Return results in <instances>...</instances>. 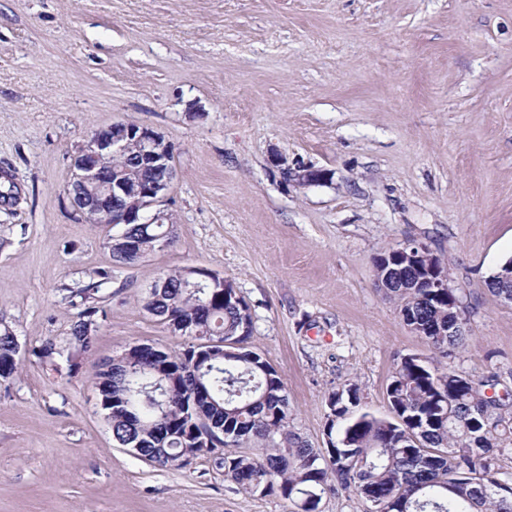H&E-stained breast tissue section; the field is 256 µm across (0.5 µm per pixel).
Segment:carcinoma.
Here are the masks:
<instances>
[{
  "mask_svg": "<svg viewBox=\"0 0 512 512\" xmlns=\"http://www.w3.org/2000/svg\"><path fill=\"white\" fill-rule=\"evenodd\" d=\"M170 217L161 224H127L123 234L132 251H112L124 265L138 262L172 240ZM193 270L185 266L162 274L142 300L143 309L168 326H187L193 339L182 350L159 351L147 361L131 347L120 361L100 362L97 400L108 415L113 439L125 447L140 441L136 453L160 467L185 468L198 458V435L188 428L191 410L199 407L217 427H224V477L244 489L278 495L301 512H314L302 496L351 489L373 498L384 512H512V483L497 465L498 440L512 435V404L494 400L485 388L495 376L476 382L447 363L466 345L467 328L450 334L448 320L466 311L458 295L416 285L420 272L393 266L394 284L386 294L396 300L408 325L424 335L436 356L402 358L386 387L391 417L359 412V388L343 385L329 394L336 420L326 424L329 454L311 447L289 429L288 394L277 372L248 349L253 319L248 304L216 277L194 288ZM109 279L106 272L77 290L84 309L71 327L69 372L76 357L95 350L101 312L96 294ZM490 292L512 302V270L507 264L488 281ZM215 336L224 347L195 344ZM17 337L0 319L1 377L18 370ZM277 438V447L269 444ZM257 454L244 452L251 443Z\"/></svg>",
  "mask_w": 512,
  "mask_h": 512,
  "instance_id": "cac0c4a2",
  "label": "carcinoma"
}]
</instances>
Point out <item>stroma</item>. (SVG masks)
<instances>
[{"label": "stroma", "instance_id": "35a3bbf8", "mask_svg": "<svg viewBox=\"0 0 512 512\" xmlns=\"http://www.w3.org/2000/svg\"><path fill=\"white\" fill-rule=\"evenodd\" d=\"M115 122L172 148L170 246L115 262L116 227L76 214L71 157ZM327 170L300 187L271 165ZM0 315L21 364L0 380V512H299L212 458L162 468L116 445L96 405L103 359L183 349L142 308L158 276L203 266L250 307L251 350L281 375L290 427L325 445L330 392L389 414L407 355L432 356L376 285L375 256L427 241L468 308L460 374L512 392V0H0ZM110 273L93 355L65 358L71 293ZM512 260L505 262L495 273H493L488 281L489 290L495 296L505 301L512 302V279L511 269L507 267Z\"/></svg>", "mask_w": 512, "mask_h": 512}]
</instances>
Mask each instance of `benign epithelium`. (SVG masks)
I'll list each match as a JSON object with an SVG mask.
<instances>
[{"label":"benign epithelium","instance_id":"obj_1","mask_svg":"<svg viewBox=\"0 0 512 512\" xmlns=\"http://www.w3.org/2000/svg\"><path fill=\"white\" fill-rule=\"evenodd\" d=\"M135 148L141 155L142 164L152 167L157 173L156 180L149 183L138 181L129 171L112 175L105 170L104 160L112 155H122ZM171 146L164 137L152 128L136 123H113L96 131L78 147L73 157L71 178L66 186V193L74 210L83 215L93 212L100 224H139L142 213L151 210L163 202L171 187L175 171L171 165ZM274 167L279 172L288 173V179L300 186L318 184L327 179L323 169L298 166L290 169L285 162L274 156ZM124 196L128 204L122 210H112V199ZM406 262L425 260L431 268L428 285L431 288H447L448 270L430 245L424 241H408L398 249ZM190 424L199 427L202 432V444L199 455H213V448L208 429L209 421L198 412L192 414Z\"/></svg>","mask_w":512,"mask_h":512}]
</instances>
